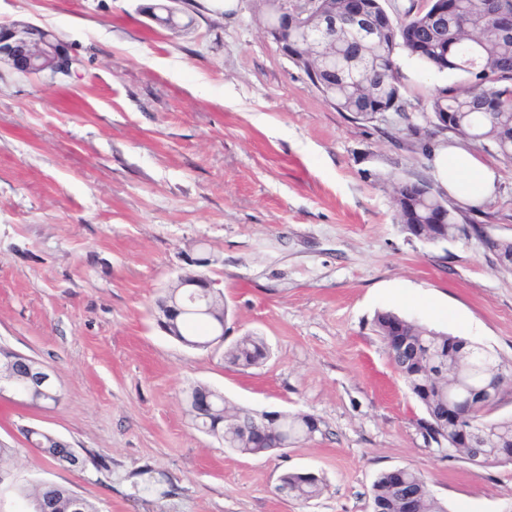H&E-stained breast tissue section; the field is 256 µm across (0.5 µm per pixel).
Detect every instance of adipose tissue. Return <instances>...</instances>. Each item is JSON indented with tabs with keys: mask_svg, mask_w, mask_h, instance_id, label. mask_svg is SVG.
<instances>
[{
	"mask_svg": "<svg viewBox=\"0 0 512 512\" xmlns=\"http://www.w3.org/2000/svg\"><path fill=\"white\" fill-rule=\"evenodd\" d=\"M431 166L439 185L458 197L479 204L494 189L492 165L446 147H434Z\"/></svg>",
	"mask_w": 512,
	"mask_h": 512,
	"instance_id": "adipose-tissue-1",
	"label": "adipose tissue"
}]
</instances>
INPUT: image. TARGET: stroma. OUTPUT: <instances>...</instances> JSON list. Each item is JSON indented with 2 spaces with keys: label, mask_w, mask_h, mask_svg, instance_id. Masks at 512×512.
<instances>
[{
  "label": "stroma",
  "mask_w": 512,
  "mask_h": 512,
  "mask_svg": "<svg viewBox=\"0 0 512 512\" xmlns=\"http://www.w3.org/2000/svg\"><path fill=\"white\" fill-rule=\"evenodd\" d=\"M150 0H0V22L52 28L80 60L63 81L0 66V346L48 366V409L0 396L16 478L49 481L98 512H370L378 475L420 472L448 512H512V463L438 451L424 412L372 327L392 311L512 360V272L477 239L431 245L399 224L393 179H432L395 112L337 111L266 31L262 0H185L193 27H157ZM411 115L457 75L400 55ZM494 162L474 221L512 239V160ZM205 246L228 341L263 336L242 369L158 325L155 302ZM205 385L260 412L306 413L318 431L255 457L199 431L186 393ZM35 427L86 464L55 465ZM311 472L319 497L279 493Z\"/></svg>",
  "instance_id": "35a3bbf8"
}]
</instances>
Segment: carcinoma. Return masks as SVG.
Listing matches in <instances>:
<instances>
[{"mask_svg": "<svg viewBox=\"0 0 512 512\" xmlns=\"http://www.w3.org/2000/svg\"><path fill=\"white\" fill-rule=\"evenodd\" d=\"M481 3L454 0L458 22L435 29L416 0H408L393 19V27L362 45L350 30H336V78L318 76L324 98L338 111L348 112L362 122L375 121L377 107L390 105L415 136L421 125H429L438 113L446 112L453 133L470 141L488 142L511 160L512 38L506 40L500 35L494 20L480 10ZM402 53L426 70L463 78L459 84L436 89L418 123L407 114L402 95L397 63ZM392 192L398 221L409 235H420L435 245L443 239H468L474 234L505 269L512 271V240H492L482 229L467 224L465 211L451 205L447 195L431 182L397 178ZM443 207L448 209V219L436 227V212ZM223 306V299L217 296L209 316L173 315L166 329L183 345L205 349L213 339V328L221 321ZM372 326L384 345L394 341L411 348L408 354L390 352L388 357L424 410L425 417L418 421L424 437L439 448L466 456L468 449L460 446L461 434L481 432L487 437L484 451L493 462L503 449L512 448V418L491 416L496 401L473 393L486 378V362L512 376L511 361L494 359L487 352L484 359H478L479 347L466 338L428 329L393 312L375 314ZM268 353L264 338L256 334L243 336L224 348L225 360L241 368L258 365ZM206 396L207 403L190 413L191 419L224 433V441L244 455H266L317 428L315 418L304 413H290L276 421L267 419L256 426L255 411L231 405L209 388ZM25 438L61 466L80 467L85 463V458H77L72 449L63 447L59 437L42 429L25 430ZM402 484L421 490V512H445L424 477L409 468L379 474L373 484L372 512H405L396 496V487ZM280 486L305 501L321 493L319 479L309 473L286 472L280 477ZM10 490L26 500L29 512H40L39 505L46 501L54 504V512H97L88 499L55 483L40 482L30 487L16 482L10 484Z\"/></svg>", "mask_w": 512, "mask_h": 512, "instance_id": "obj_1", "label": "carcinoma"}]
</instances>
